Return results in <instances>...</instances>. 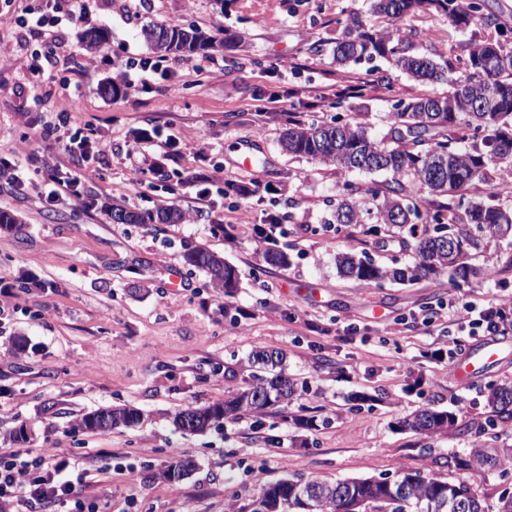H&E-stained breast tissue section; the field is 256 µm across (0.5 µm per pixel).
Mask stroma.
Segmentation results:
<instances>
[{
  "mask_svg": "<svg viewBox=\"0 0 512 512\" xmlns=\"http://www.w3.org/2000/svg\"><path fill=\"white\" fill-rule=\"evenodd\" d=\"M487 3L497 26L461 31L430 12L405 26L430 31V52L445 60L512 33V0ZM72 9L60 16L52 0H0V50L9 56L0 65V159H18L33 178L22 188L0 180V210L25 226L0 234V456L30 461L67 449L87 512H228L262 485L312 472L447 475L448 452L466 453L473 435L426 438L399 422L429 403L454 413L459 427L484 423L486 385L512 381V335L501 337L494 362L463 379L432 356L452 345L454 326L422 317L452 301L512 300V271H497L512 257V235L473 257L481 274L466 284L445 274L405 284L342 278L339 251L384 265L411 260L405 230L366 236L326 222L345 182L367 189L384 177L296 160L278 144L288 118L336 114L363 119L382 138L390 99L440 94L445 84L414 81L381 59L336 67L342 21L375 24L373 0H74ZM38 16L56 25L50 60L34 78L29 67L44 50L32 32ZM151 23L234 39L205 57L161 55L141 35ZM100 28L108 40L86 55L80 34ZM149 56L156 72L127 69ZM120 71L121 91L105 94ZM248 141L256 153L244 171L237 159ZM55 177L73 182L74 195L53 203L39 195ZM254 180L259 195L224 192ZM161 204L178 206L187 221L116 224L108 211ZM272 213L275 229L265 222ZM215 223L226 235L213 233ZM268 238L288 246L287 268L264 263ZM188 244L238 267L234 296L184 267ZM19 336L30 342L21 355L12 347ZM259 349L285 352L298 388L291 402L202 435L174 429L176 411L244 386ZM120 404L142 409L146 421L72 433L82 414ZM22 423L26 441L10 440ZM491 436L499 459L473 483L488 512L512 491L502 462L512 425ZM176 460L191 464L189 475L161 479Z\"/></svg>",
  "mask_w": 512,
  "mask_h": 512,
  "instance_id": "35a3bbf8",
  "label": "stroma"
}]
</instances>
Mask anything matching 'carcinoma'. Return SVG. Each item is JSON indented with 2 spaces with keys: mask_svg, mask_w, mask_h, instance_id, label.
Instances as JSON below:
<instances>
[{
  "mask_svg": "<svg viewBox=\"0 0 512 512\" xmlns=\"http://www.w3.org/2000/svg\"><path fill=\"white\" fill-rule=\"evenodd\" d=\"M424 9L444 16L456 28L488 27L496 17L485 9V0H375L374 13L384 26L353 30L345 26L332 53L341 67L377 59L388 61L415 81H442L448 92L441 96L395 99L387 113L388 129L377 140L361 121L293 120L280 140L282 150L296 159L318 161L342 172H385L390 180L381 188L363 189L344 184L336 199L333 222L363 224L373 219L399 229L409 228L413 261L383 266L369 257L336 253L338 273L353 280L379 284L385 280L415 282L447 273L468 281L477 270L470 264L488 244L512 232V210L492 202L498 195L474 192L491 165H512V46L500 42H474L467 49L464 74L454 76L453 62L437 64L429 52L414 50V42L400 33V24ZM145 41L157 52L208 54L224 47L196 26L153 24L142 29ZM427 190L437 207L421 210L417 192ZM117 224H181L185 213L176 206L154 209L114 207ZM18 218L0 210V233L19 234ZM266 265H288V253L278 247L263 251ZM184 266L205 272L208 285L231 297L239 285L237 268L204 247L187 245ZM284 353L257 350L251 366L280 365ZM251 383L201 407H187L172 415L173 426L191 434H204L224 425L233 416L260 415L296 395L284 372L269 378L252 373ZM491 414L486 424L512 422V382L486 387ZM145 414L133 406L103 408L87 413L77 428L107 433L120 426H135ZM457 424L455 415L424 404L400 421L414 433L432 437ZM485 428L478 425V441L460 455L448 453L446 465L463 472L456 479L405 470L389 483L385 477L331 479L310 473L261 486L247 507L232 512H485L473 490L472 477L492 461ZM311 493L298 497L296 484Z\"/></svg>",
  "mask_w": 512,
  "mask_h": 512,
  "instance_id": "cac0c4a2",
  "label": "carcinoma"
}]
</instances>
